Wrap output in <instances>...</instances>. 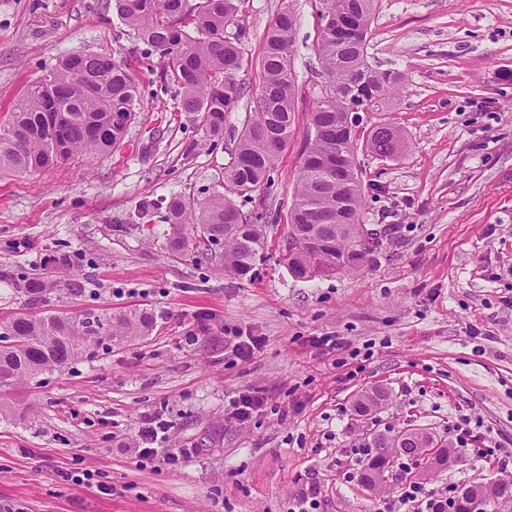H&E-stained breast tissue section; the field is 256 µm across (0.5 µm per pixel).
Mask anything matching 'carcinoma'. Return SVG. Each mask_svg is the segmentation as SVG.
Wrapping results in <instances>:
<instances>
[{"instance_id":"1","label":"carcinoma","mask_w":512,"mask_h":512,"mask_svg":"<svg viewBox=\"0 0 512 512\" xmlns=\"http://www.w3.org/2000/svg\"><path fill=\"white\" fill-rule=\"evenodd\" d=\"M244 0H115L120 18L160 53L166 72L183 90L185 112L202 114L210 131L224 129L245 92L238 79L240 43L224 36L238 21ZM376 0H320L324 25L317 44L323 82L300 151V174L289 211L288 231L319 238L331 258L354 256L350 271L366 266L382 246L373 234L358 243L350 224L360 223L363 186L356 168V135L347 129L346 110L355 104L364 112H381L401 83L399 72L377 70L368 61L366 46ZM295 17L279 14L264 35L259 66L263 83L251 119L243 127L234 159L226 170L233 192L246 196L264 185L274 167L273 145L286 146L293 131L294 112L301 95L293 76L292 43ZM50 83L39 78L14 104L6 133H0V174L32 175L74 158L105 156L119 144L127 127L115 114L131 121L141 108L137 76L107 54H70L47 71ZM399 136L387 124L374 125L364 141L366 150L389 157ZM168 221L184 229L173 239L178 248L218 247L224 269L247 275L265 249L260 217L245 214L223 194L191 205L172 196ZM65 285L62 279H32L26 285L37 302ZM157 314L135 311L118 317L85 312L74 316L27 313L4 328L14 343L0 345V395L12 392L36 375L67 366L88 355L104 341L147 336ZM386 399L375 390L360 395L354 410L366 416ZM375 449L364 471L384 472L390 455L415 458L425 442L399 443L396 438H372ZM392 449V454L380 452Z\"/></svg>"}]
</instances>
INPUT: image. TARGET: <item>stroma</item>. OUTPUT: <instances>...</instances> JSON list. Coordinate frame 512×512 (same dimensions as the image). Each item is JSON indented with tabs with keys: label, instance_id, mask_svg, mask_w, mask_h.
<instances>
[{
	"label": "stroma",
	"instance_id": "stroma-1",
	"mask_svg": "<svg viewBox=\"0 0 512 512\" xmlns=\"http://www.w3.org/2000/svg\"><path fill=\"white\" fill-rule=\"evenodd\" d=\"M319 8L245 0L224 34L240 40L246 93L213 136L182 111L181 88L114 0H0V125L70 53L124 61L143 101L109 155L0 176V322L24 310L25 282L50 272L68 285L47 311L159 315L150 335L96 348L12 395L0 415V512H288L312 485L315 512H375L405 482L364 489L355 450L367 432L404 428L453 448L442 468L410 461L426 488L512 478V0H377L368 59L399 71L403 88L362 125L390 124L402 146L355 160L360 221L383 245L360 272L306 280L281 256L322 82ZM286 11L302 98L268 183L235 199L264 214L267 231L263 259L241 279L219 251L171 248L165 206L225 192L262 86L264 33ZM325 336L337 347L319 345ZM248 337L261 344L243 361L235 346ZM376 389L386 402L358 421L355 398ZM255 391L265 405L232 419V399ZM465 418L460 442L453 427ZM149 422L164 431L143 463ZM85 471L93 484L71 482Z\"/></svg>",
	"mask_w": 512,
	"mask_h": 512
}]
</instances>
